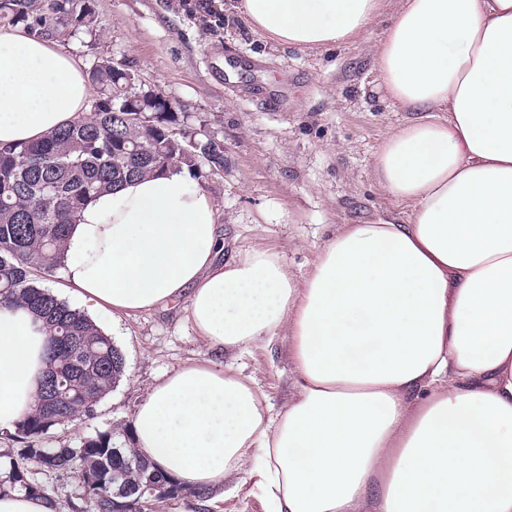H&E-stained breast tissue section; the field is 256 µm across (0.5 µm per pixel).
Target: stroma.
Segmentation results:
<instances>
[{"instance_id":"1","label":"stroma","mask_w":512,"mask_h":512,"mask_svg":"<svg viewBox=\"0 0 512 512\" xmlns=\"http://www.w3.org/2000/svg\"><path fill=\"white\" fill-rule=\"evenodd\" d=\"M396 3L385 0L364 40L311 53L268 41L217 0H95L96 36L58 45L86 67L98 56L125 59L188 124L205 121L224 143L223 171L200 183L218 209L225 258L252 247L278 251L299 281L341 225L366 223L392 206L372 165L384 136L408 115L385 97L372 44ZM92 319L122 351L125 374L92 417L56 425L43 445L68 447L108 431L133 447L134 416L150 388L191 360L252 376L276 414L295 392L287 344L213 354L181 303L131 319Z\"/></svg>"}]
</instances>
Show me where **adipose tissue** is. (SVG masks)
I'll return each mask as SVG.
<instances>
[{
	"instance_id": "1",
	"label": "adipose tissue",
	"mask_w": 512,
	"mask_h": 512,
	"mask_svg": "<svg viewBox=\"0 0 512 512\" xmlns=\"http://www.w3.org/2000/svg\"><path fill=\"white\" fill-rule=\"evenodd\" d=\"M384 0H237L252 31L313 50L360 41ZM388 132L373 178L395 205L347 224L294 280L253 247L222 261L210 195L187 169L88 199L64 244L63 290L130 318L185 300L222 351L288 343L297 392L271 415L254 381L181 365L134 419L138 453L225 495L245 475L267 512H512V0H399L373 47ZM81 64L0 30V145L88 109ZM45 337L0 309V429L37 405Z\"/></svg>"
}]
</instances>
